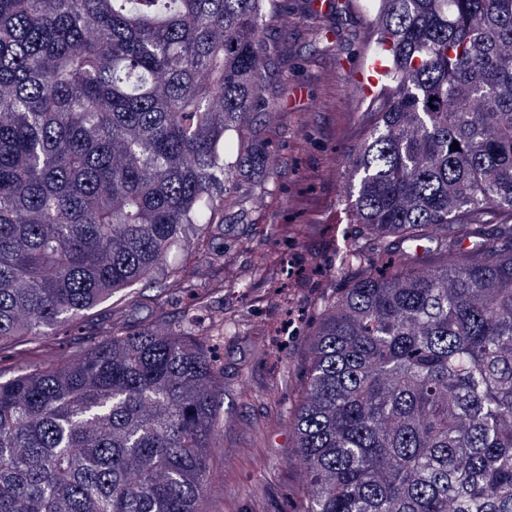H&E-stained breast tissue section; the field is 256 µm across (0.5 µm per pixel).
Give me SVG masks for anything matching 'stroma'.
<instances>
[{"label": "stroma", "mask_w": 512, "mask_h": 512, "mask_svg": "<svg viewBox=\"0 0 512 512\" xmlns=\"http://www.w3.org/2000/svg\"><path fill=\"white\" fill-rule=\"evenodd\" d=\"M363 0H280L266 25L265 104L243 136L241 172L215 231L174 249L180 273L140 283L58 326V352L78 357L110 323L137 330L191 314L198 335L231 318L215 342L224 371L221 446L210 462L207 512H296L306 483L293 410L327 299L362 274L337 273L338 252L364 238L348 208L349 168L367 134L375 26Z\"/></svg>", "instance_id": "obj_1"}]
</instances>
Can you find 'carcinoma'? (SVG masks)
<instances>
[{
  "label": "carcinoma",
  "mask_w": 512,
  "mask_h": 512,
  "mask_svg": "<svg viewBox=\"0 0 512 512\" xmlns=\"http://www.w3.org/2000/svg\"><path fill=\"white\" fill-rule=\"evenodd\" d=\"M277 0H0V353L169 274L265 103ZM385 59L324 305L298 512H512V0H367ZM459 149L450 150L453 142ZM220 372L182 318L0 378V512H206Z\"/></svg>",
  "instance_id": "carcinoma-1"
}]
</instances>
